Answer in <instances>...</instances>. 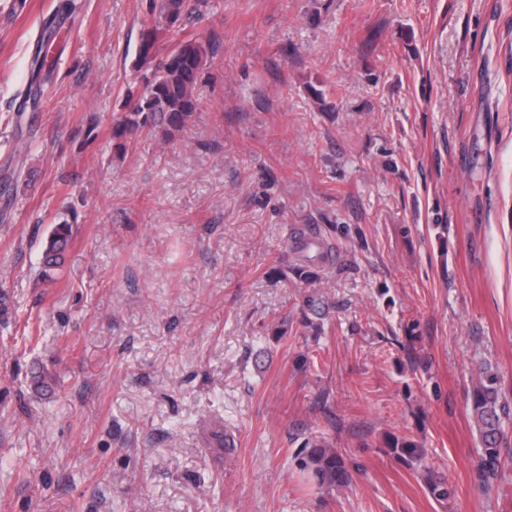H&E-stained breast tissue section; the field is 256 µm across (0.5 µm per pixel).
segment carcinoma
<instances>
[{"label":"carcinoma","mask_w":512,"mask_h":512,"mask_svg":"<svg viewBox=\"0 0 512 512\" xmlns=\"http://www.w3.org/2000/svg\"><path fill=\"white\" fill-rule=\"evenodd\" d=\"M191 0H159V18L142 28L138 61L151 66V77L144 86L127 89V109L112 119V142L118 151L126 149L133 135L142 132L172 137L191 121L197 108L196 88L200 72L210 57L209 45L196 39H179L156 58L159 33L180 31L185 15L191 12ZM60 29L48 25L42 32L33 58L36 74L49 73L55 61L51 47ZM72 235L71 224L63 220L53 225L42 248V271L61 266ZM297 262L287 267L293 277L310 283L320 278L323 264L330 261L333 246L318 237L298 238ZM470 417L479 443L477 475L487 488L497 480L502 459L512 447L505 423L512 420V402L502 393L499 377L489 365L480 369L469 394ZM386 454L414 470L422 467L424 451L410 440L392 439ZM299 466L313 479L318 489L330 492L350 483L351 474L344 456L323 438L308 440L300 451ZM429 495L443 504L455 489L445 478H424Z\"/></svg>","instance_id":"obj_1"}]
</instances>
